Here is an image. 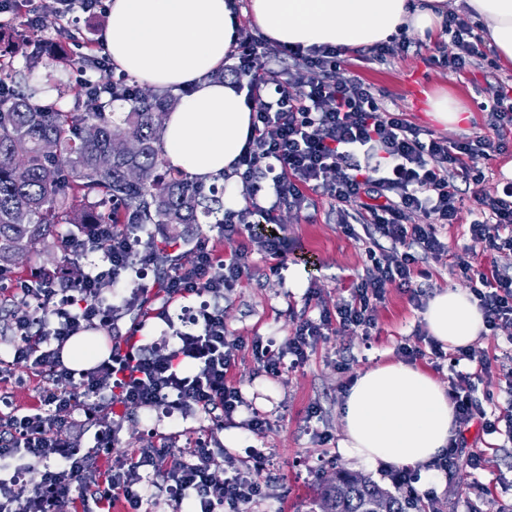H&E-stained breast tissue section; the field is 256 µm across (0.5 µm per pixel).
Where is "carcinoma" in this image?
Returning <instances> with one entry per match:
<instances>
[{"label":"carcinoma","instance_id":"1","mask_svg":"<svg viewBox=\"0 0 512 512\" xmlns=\"http://www.w3.org/2000/svg\"><path fill=\"white\" fill-rule=\"evenodd\" d=\"M0 271H12L57 224H125L127 206L135 224L165 228L166 240L181 239L179 227L210 224L224 210L215 188L205 189L173 168L160 148L164 116L180 97L144 94L138 85L112 89L96 99L74 95L67 108L38 106L26 77L0 58ZM128 111H114V103ZM117 139L138 148L112 154ZM51 142L55 149L47 151ZM323 512H424L418 499L381 487L345 470L329 475L321 493Z\"/></svg>","mask_w":512,"mask_h":512}]
</instances>
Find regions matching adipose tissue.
<instances>
[{
	"instance_id": "obj_1",
	"label": "adipose tissue",
	"mask_w": 512,
	"mask_h": 512,
	"mask_svg": "<svg viewBox=\"0 0 512 512\" xmlns=\"http://www.w3.org/2000/svg\"><path fill=\"white\" fill-rule=\"evenodd\" d=\"M465 6L488 45L512 62V0H249L262 34L288 46L353 48L388 41L403 29L435 32L449 5ZM232 0H111L103 44L117 71L142 84L189 93L165 118L161 148L188 177L223 181L224 205L240 209L234 163L249 134L245 93L209 75L223 67L238 26ZM431 336L453 348L484 332L477 300L466 289L435 293L423 314ZM343 447L367 461L429 464L448 448L454 408L447 387L402 362L355 378L341 407Z\"/></svg>"
}]
</instances>
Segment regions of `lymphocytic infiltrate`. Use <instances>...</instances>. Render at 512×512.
I'll return each instance as SVG.
<instances>
[{"instance_id":"lymphocytic-infiltrate-1","label":"lymphocytic infiltrate","mask_w":512,"mask_h":512,"mask_svg":"<svg viewBox=\"0 0 512 512\" xmlns=\"http://www.w3.org/2000/svg\"><path fill=\"white\" fill-rule=\"evenodd\" d=\"M445 35L455 47L435 60L460 73L488 58L483 35L459 15L445 21ZM340 49L282 45L273 49L245 27H238L227 74L245 79L251 106V132L234 165L247 205L225 211L219 224L224 238L247 236L249 249L218 254L211 238L194 241V259L185 264L163 260L156 242L134 245L120 224H95L83 239L61 244L64 260L76 249L103 252L105 264L96 274L71 282L57 272H41L16 280L0 273V288L19 294L22 305L6 340L10 357L0 361V375L23 365L48 371L49 384L36 407L15 408L0 415V512H67L73 488L89 491L97 506L122 496L131 512H140L148 496L146 484L168 490L170 512L183 503L198 512H245L262 493L243 474L216 477L222 449L210 439L196 440L189 460L168 462L163 445L142 448L129 458L113 460L107 470L98 461L119 440L127 423L126 407L168 404L183 416L197 411L219 413L230 421L246 406L241 389L229 380L238 349L224 327L225 294L237 288L252 269L251 255L268 260L278 272L284 252L278 237L256 235L255 225L271 224L280 207L296 213L310 209L311 193L336 204V222L344 233L362 241L367 263L347 298L335 310L302 317L281 350L262 338L252 349L265 373L281 374L282 360L302 365L317 342L342 330L370 335L373 311L388 285L399 283L411 301L424 307L426 290L415 286L419 266L448 252L438 229L456 223L464 205V185L480 180L493 153L504 150L512 132V98L489 89L481 104L486 132L450 141L412 125L389 111L369 84L352 75L339 80ZM421 223H412L413 214ZM469 225L472 239L489 254L491 272L475 266L469 255L457 256L455 269L471 284L489 330L512 331V184L492 196L478 198ZM163 268L160 285L138 284L120 303H106L101 282L121 283L135 266ZM168 301L203 294L212 301L198 313L193 330L176 332L174 345L149 347L135 340L141 324L118 336L109 356L84 371L65 365V343L87 326L115 328L123 314L143 304L153 289ZM457 361L475 363L472 372H457L451 382L455 425L481 422L486 434L505 432L506 424L489 418L491 396L476 397L475 388L491 371L490 360L474 349H459ZM95 399L84 420L95 429L94 447H83L74 412L78 397ZM42 468L32 487L16 480L19 472Z\"/></svg>"}]
</instances>
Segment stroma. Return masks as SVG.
Returning <instances> with one entry per match:
<instances>
[{
    "mask_svg": "<svg viewBox=\"0 0 512 512\" xmlns=\"http://www.w3.org/2000/svg\"><path fill=\"white\" fill-rule=\"evenodd\" d=\"M65 23L56 12L55 0H42L36 31L42 40L44 61L28 77L34 100L40 105L67 106L72 102L71 96L61 95L59 85L76 83L79 74L73 68L60 71L51 51L56 31ZM353 74L369 84L390 111L402 113L409 122L424 128L431 127L430 121L424 103L413 100V86H421L426 96L440 90L449 92L472 114L466 126L448 130L433 127L437 136L450 140L484 130L485 114L479 105L487 87H512L511 62L474 66L453 74L433 62L426 50L411 51L385 63L365 62L351 50L336 76L343 79ZM470 220L465 209L457 223L443 229L448 255L428 265L432 291L465 285V278L449 272L458 255L470 254L478 266L488 267L482 245L472 241L468 233ZM274 229L286 247L278 274H271L264 260L255 259L250 273L224 299L228 334L241 341L231 380L253 408L269 417V429L252 432L237 420L219 427L204 412L176 428L164 422L152 426L145 421L143 409L131 407L126 411L127 430L113 445L112 455L126 458L136 449L163 441L172 459L180 460L186 458L191 440L214 431L225 453L234 458L235 469L263 488L250 512H310L324 478L339 468L370 476L382 487L391 488V465L364 461L343 448L340 408L351 381L365 369L398 361L400 343L424 328L425 322L422 309L407 293L389 285L384 301L376 307L372 336L351 331L326 336L302 366L284 369L275 378L268 376L254 358L252 339L259 336L277 346L284 344L301 314L314 317L320 307H335L366 264L362 243L341 231L334 203L327 197L315 196L313 207L302 214L281 208ZM74 231L70 224L56 226L49 250L31 252L14 269V277L59 269L61 240ZM311 288L318 292L317 301L307 298ZM182 307V302H170L162 296L134 312L135 320L147 324V343H166L170 331L159 313L164 310L173 317ZM313 408L318 411L314 418L308 415ZM462 442L463 458L450 471L430 465L421 468L419 491L433 493L440 512H512V442L486 434L477 424L464 432ZM473 453L481 454V468L467 464V455Z\"/></svg>",
    "mask_w": 512,
    "mask_h": 512,
    "instance_id": "obj_1",
    "label": "stroma"
}]
</instances>
